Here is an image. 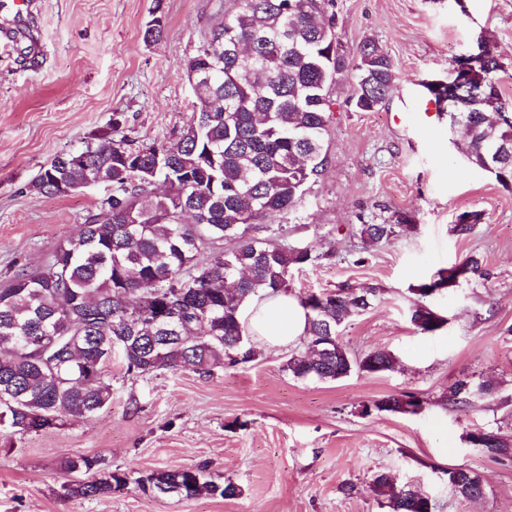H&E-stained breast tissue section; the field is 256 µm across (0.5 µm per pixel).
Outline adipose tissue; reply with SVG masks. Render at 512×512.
<instances>
[{
	"instance_id": "ef3b65f1",
	"label": "adipose tissue",
	"mask_w": 512,
	"mask_h": 512,
	"mask_svg": "<svg viewBox=\"0 0 512 512\" xmlns=\"http://www.w3.org/2000/svg\"><path fill=\"white\" fill-rule=\"evenodd\" d=\"M240 318L253 341L270 349L295 345L306 334V311L299 300L288 293L246 299Z\"/></svg>"
}]
</instances>
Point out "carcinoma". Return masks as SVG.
Masks as SVG:
<instances>
[{
	"mask_svg": "<svg viewBox=\"0 0 512 512\" xmlns=\"http://www.w3.org/2000/svg\"><path fill=\"white\" fill-rule=\"evenodd\" d=\"M335 0H235L213 26L187 68L212 74L194 85L199 106L179 134L157 146L129 147L125 138L88 145L57 156L33 187L58 194V184L76 192L94 181L112 186L88 215L78 238L59 245L51 261L21 272L0 287V425L38 433L68 418L91 419L112 402L107 366L119 354L129 375L138 377L191 366L201 374L250 361L254 346L240 308L251 296L288 292V273L313 263L312 249L300 251L259 236L274 213L290 211L310 182L324 170L332 112V88L354 75L352 97L360 112H372L397 79L391 56L367 39L356 50L341 40L331 48L320 13ZM156 4L143 39L157 44L165 22ZM476 58L475 68L491 76L500 68L494 52ZM458 126L468 138L466 157L482 169L492 166L497 181L512 187V104L491 103L478 85L455 83ZM160 149L156 165L152 150ZM162 182L167 192L154 194ZM250 223H245V220ZM413 216L396 213L382 224H363L361 238L387 242ZM234 243L214 251L217 242ZM467 281H485L484 260L472 254L456 267L437 272L415 288L429 297L454 286L458 269ZM374 288H338L298 297L307 310L305 349L291 354L283 370L293 378L336 381L350 374L395 369L398 359L384 348L361 357L339 340L337 328L370 307ZM169 318L156 320L158 305ZM412 323L433 333L445 319L426 304L415 305ZM37 336L56 337L47 354L35 351ZM497 398L491 381L468 376L455 381L452 403ZM414 394L375 402L380 412L416 413ZM472 447L491 456L512 457V440L493 429H475ZM67 474L87 478L66 482L70 498L109 497L134 485L144 494L190 500L206 490L233 498L232 481L205 479L201 467L156 470L133 476L100 466L95 457H69ZM448 483L466 500L484 496L482 476L458 466ZM373 494L390 512H432L429 498L385 474L373 477Z\"/></svg>",
	"mask_w": 512,
	"mask_h": 512,
	"instance_id": "cac0c4a2",
	"label": "carcinoma"
}]
</instances>
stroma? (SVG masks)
Instances as JSON below:
<instances>
[{
	"mask_svg": "<svg viewBox=\"0 0 512 512\" xmlns=\"http://www.w3.org/2000/svg\"><path fill=\"white\" fill-rule=\"evenodd\" d=\"M230 6L33 0L37 51L24 42L0 49V285L45 265L111 192L95 185L46 196L32 187L38 172L113 127L133 147L177 135L196 101L185 65ZM156 9L166 36L149 45L143 31ZM336 31L348 49L372 39L387 50L396 87L372 112L357 111L350 83L337 88L328 163L295 210L268 219V236L317 256L290 271L292 295L376 289L339 338L357 356L392 351L397 368L300 380L283 369L288 350L260 348L252 361L210 376L186 367L132 380L113 360L112 401L95 418L36 434L0 428V512H388L369 489L380 473L419 490L435 512H512V462L465 440L477 428L512 437V406L445 402L463 375L512 396V188L468 162L448 119L419 129L408 94L423 82H447L454 61L485 43L501 64L492 75L499 96L512 102V0H336ZM396 211L410 213L413 226L386 243L362 240L361 225ZM464 213L476 222L466 237L452 231ZM473 253L489 280L419 299L417 285ZM421 300L446 318L440 330L423 333L412 323ZM405 392L424 399L421 413L362 412ZM79 456L144 474L201 465L240 493L181 500L130 489L70 499L60 463ZM459 465L484 477L482 499H463L449 486L446 472Z\"/></svg>",
	"mask_w": 512,
	"mask_h": 512,
	"instance_id": "1",
	"label": "stroma"
}]
</instances>
